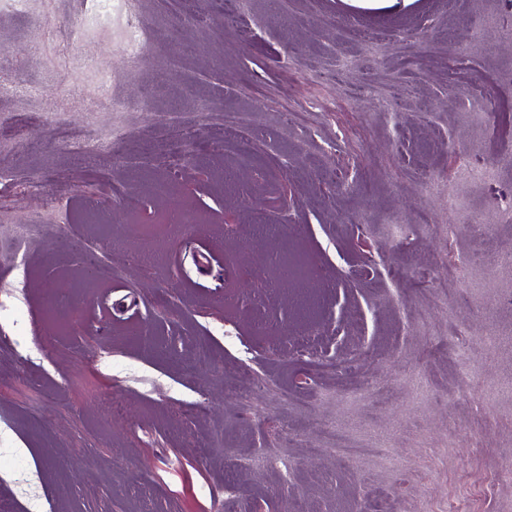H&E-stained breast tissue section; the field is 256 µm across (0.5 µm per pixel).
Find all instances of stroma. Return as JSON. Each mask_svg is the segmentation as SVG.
Returning a JSON list of instances; mask_svg holds the SVG:
<instances>
[{
    "instance_id": "obj_1",
    "label": "stroma",
    "mask_w": 512,
    "mask_h": 512,
    "mask_svg": "<svg viewBox=\"0 0 512 512\" xmlns=\"http://www.w3.org/2000/svg\"><path fill=\"white\" fill-rule=\"evenodd\" d=\"M135 2L0 12V512H512V0ZM125 28L130 46L129 59L135 61L144 52L146 46L144 28L137 11L132 9L126 11Z\"/></svg>"
}]
</instances>
